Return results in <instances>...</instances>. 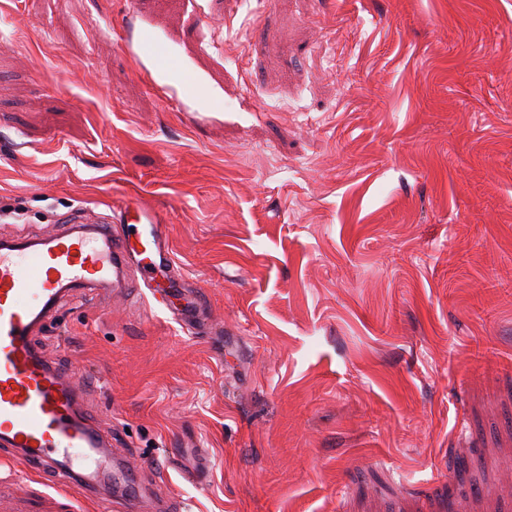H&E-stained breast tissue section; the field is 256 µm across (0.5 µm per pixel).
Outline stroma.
Instances as JSON below:
<instances>
[{"label":"stroma","instance_id":"stroma-1","mask_svg":"<svg viewBox=\"0 0 512 512\" xmlns=\"http://www.w3.org/2000/svg\"><path fill=\"white\" fill-rule=\"evenodd\" d=\"M0 240L130 197L148 292L36 336L132 512H512V0H0ZM49 481L0 447V512Z\"/></svg>","mask_w":512,"mask_h":512}]
</instances>
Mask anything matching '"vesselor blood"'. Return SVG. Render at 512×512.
I'll use <instances>...</instances> for the list:
<instances>
[{
	"mask_svg": "<svg viewBox=\"0 0 512 512\" xmlns=\"http://www.w3.org/2000/svg\"><path fill=\"white\" fill-rule=\"evenodd\" d=\"M125 225L122 235L112 233ZM166 227L137 200L116 205L108 224L81 217L51 234H20L0 244V446L42 477L93 492V476L76 470L111 447L112 439L88 421L82 390L44 359L33 336L49 314L76 294L98 288L124 292L141 279L154 303L167 302L160 271L171 268ZM188 335L204 331L199 302L171 310Z\"/></svg>",
	"mask_w": 512,
	"mask_h": 512,
	"instance_id": "obj_1",
	"label": "vessel or blood"
}]
</instances>
